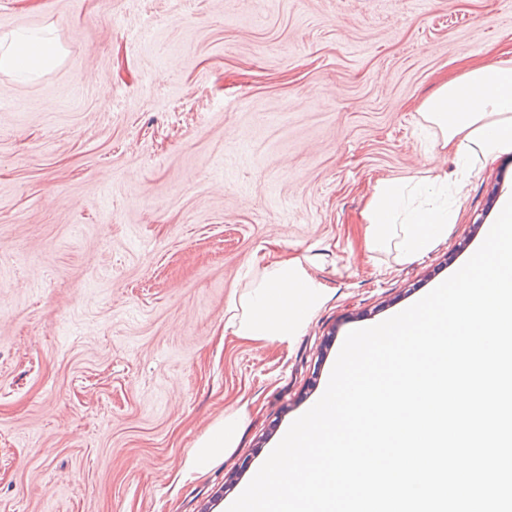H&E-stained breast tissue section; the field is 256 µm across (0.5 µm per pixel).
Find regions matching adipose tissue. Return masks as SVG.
Masks as SVG:
<instances>
[{
    "instance_id": "adipose-tissue-1",
    "label": "adipose tissue",
    "mask_w": 512,
    "mask_h": 512,
    "mask_svg": "<svg viewBox=\"0 0 512 512\" xmlns=\"http://www.w3.org/2000/svg\"><path fill=\"white\" fill-rule=\"evenodd\" d=\"M61 55L54 39L17 33L9 44L0 43V72L24 80L58 65ZM420 111L440 132L436 146L454 153L459 173L512 151V56L448 79ZM362 216L371 249L392 248L403 258L424 254L453 218L448 180H378ZM325 298V288L302 259L276 258L250 272L240 294L229 299L224 330L266 345L287 343L307 327ZM242 417L239 411L224 417L199 439L184 463L183 478L205 473L236 448Z\"/></svg>"
}]
</instances>
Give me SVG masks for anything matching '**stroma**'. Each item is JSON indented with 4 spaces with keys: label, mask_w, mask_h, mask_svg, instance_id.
Segmentation results:
<instances>
[{
    "label": "stroma",
    "mask_w": 512,
    "mask_h": 512,
    "mask_svg": "<svg viewBox=\"0 0 512 512\" xmlns=\"http://www.w3.org/2000/svg\"><path fill=\"white\" fill-rule=\"evenodd\" d=\"M43 29L61 63L0 73V512H226L346 335L455 273L512 193L509 152L426 255L366 247L378 179L454 171L418 106L512 49V0H0V37ZM274 249L316 259L324 305L283 345L225 334ZM245 410L246 407L242 406L235 413L224 417L199 439L184 463L182 478L190 479L205 473L237 447L240 423Z\"/></svg>",
    "instance_id": "stroma-1"
}]
</instances>
